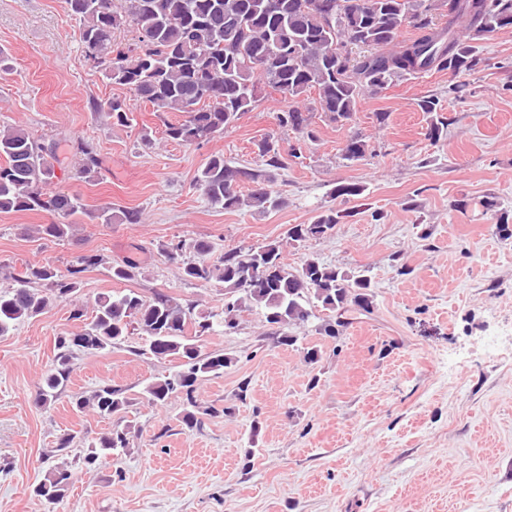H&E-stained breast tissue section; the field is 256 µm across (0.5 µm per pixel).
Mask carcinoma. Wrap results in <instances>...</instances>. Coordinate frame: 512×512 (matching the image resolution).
Instances as JSON below:
<instances>
[{"mask_svg":"<svg viewBox=\"0 0 512 512\" xmlns=\"http://www.w3.org/2000/svg\"><path fill=\"white\" fill-rule=\"evenodd\" d=\"M81 21L80 44L84 56L97 53L96 66L112 83L132 90L158 112H182L184 119L165 122V136L185 145L199 144L224 132L262 100L270 87L287 105L277 116L279 126L296 131L301 140H313L311 113L321 111L330 121L345 125L353 120L366 95H377L393 82L433 70L455 76L469 75L484 59L477 44L492 34L512 30V0H68ZM445 16L440 26L436 17ZM131 26L135 41L122 43L114 31ZM411 27L414 38L398 41L400 30ZM360 43L366 53L351 56L349 47ZM315 92L314 106L303 107L300 98ZM428 116L425 136L439 142L448 131V117L440 99L419 103ZM78 156L73 178L89 180L100 161L93 146L75 142ZM259 164L254 168L228 165L224 156H212L198 171L194 187L206 200L232 212L244 207L261 213L278 210L285 200L271 188L275 172L288 161L302 158V147L285 157L268 139L258 144ZM342 159L359 161L376 156L367 137L352 133L341 149ZM0 213L48 212L60 217L82 208L81 199L49 186L55 177L54 143L34 137L15 126L0 131ZM247 191H242V186ZM367 188L343 182L331 191L346 204L366 197ZM348 216L346 210L328 206L309 224H294L286 240L300 244L330 236ZM104 224L114 220L137 224L141 213L121 209L102 211ZM71 225L41 224L38 234L55 239L68 235ZM193 257L184 258L186 248ZM211 245L198 240L187 246L179 241L163 248L172 261L182 260L187 281L224 283L221 312H197L167 294L147 298L134 292L99 295L90 321L72 336H60L57 354L35 403L47 408L66 388L75 351L96 354L127 341L131 331L146 334L150 354L156 359L180 360L174 373L153 380L144 388L145 399L165 404L183 402L181 423L192 430L201 423L196 391L203 377L224 373L231 359L222 354L201 355L200 338L218 323L229 332L238 326V313L253 306L265 321L277 327L303 325L313 309L334 312L319 331L337 337L349 322L340 316L353 309L369 313L373 307L371 279L355 278L314 256L291 268L277 244L235 248L224 252L217 264L209 261ZM99 254H83L61 275L51 266H33L10 276L12 284L0 290V336L15 322L42 314L51 304L70 301L78 292L80 275L102 264ZM139 264L125 260L112 267L120 280L135 277ZM128 397L120 389L103 386L88 396L76 397L79 409L90 407L102 416L121 411ZM136 435L126 424L92 438L83 460L117 461L128 452ZM65 463L51 468L34 493L50 503L61 501L71 485Z\"/></svg>","mask_w":512,"mask_h":512,"instance_id":"obj_1","label":"carcinoma"}]
</instances>
